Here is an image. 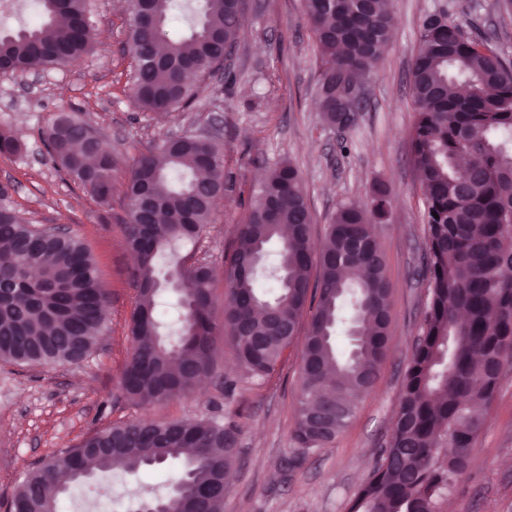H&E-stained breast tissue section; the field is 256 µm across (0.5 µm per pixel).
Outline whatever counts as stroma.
Segmentation results:
<instances>
[{
	"label": "stroma",
	"mask_w": 512,
	"mask_h": 512,
	"mask_svg": "<svg viewBox=\"0 0 512 512\" xmlns=\"http://www.w3.org/2000/svg\"><path fill=\"white\" fill-rule=\"evenodd\" d=\"M88 6L98 38L93 54L74 67L42 72L30 88L23 76L0 75V130L12 131L22 144L18 154L0 155V182L11 187L7 204L34 226L63 225L84 242L109 293L108 330L78 365L0 363V503L27 471L94 432L139 418L167 422L219 413L239 429L223 512H347L390 438L426 310L427 284L417 274L426 226L409 151L416 115L411 63L422 22L447 10L449 19L477 25L512 66V0H393L391 37L368 79L365 109L343 130L329 127L317 106L321 59L305 0H249L228 72L206 79L192 108L174 109L164 119L139 109L130 96L134 61L123 0H88ZM72 108L120 159L109 205L65 181L46 157L42 131L57 112ZM183 133L212 135L224 153V200L200 239L178 248L218 271L240 244L238 228L247 221L255 184L275 164L296 166L316 243L340 203L365 199L379 184L392 191L389 214L374 225L390 283L389 352L374 389L326 447L305 452L292 441L301 370L296 344L269 377L257 381L242 376L219 332L214 355L220 375L207 379L203 390L142 407L119 387L136 299L123 233L124 184L142 153ZM226 379L232 390L224 389ZM173 477L166 465L118 471L103 490L89 482L71 485L60 510L124 512L129 503L164 495ZM448 501L452 512H512V372L501 377L470 466Z\"/></svg>",
	"instance_id": "35a3bbf8"
}]
</instances>
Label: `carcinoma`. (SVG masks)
Returning a JSON list of instances; mask_svg holds the SVG:
<instances>
[{"instance_id": "obj_1", "label": "carcinoma", "mask_w": 512, "mask_h": 512, "mask_svg": "<svg viewBox=\"0 0 512 512\" xmlns=\"http://www.w3.org/2000/svg\"><path fill=\"white\" fill-rule=\"evenodd\" d=\"M187 30L168 22L182 0H152L144 23L139 0L128 3V45L137 75L131 95L139 108L160 112L171 101L197 96L187 75H209L237 46L248 0H194ZM40 21L0 36V67L12 74L73 66L96 48L87 0H39ZM322 69L316 95L326 123L376 67L389 40L390 0H307ZM417 105L410 160L423 195L426 245L422 273L428 304L409 361L388 447L360 485L348 512H427L454 488L469 465L485 424L503 355L512 357V69L480 34L445 13L428 15L411 68ZM47 154L71 182L103 205L112 199L116 158L79 113L58 114L42 132ZM165 163L141 155L125 183L128 213L142 195L153 208L141 223L124 225L138 257L131 352L120 389L144 406L179 398L215 373L212 344L213 269L185 267L174 246L198 239L210 223L212 199L224 186L218 143L165 139ZM388 187L363 202L339 204L324 240L311 241L312 215L297 170L272 167L254 187L241 236L245 253L265 255L277 245L279 286L268 299L259 287L262 262L233 256L224 266V339L247 376L262 380L288 346H301V386L293 439L309 451L331 443L352 420L358 399L375 385L389 342V282L373 220L387 214ZM289 232L283 233L282 226ZM178 295L180 327L162 332L160 293ZM107 291L96 263L77 236L41 235L19 212L0 204V361L17 366L78 365L96 348L105 327ZM310 320L300 329L305 313ZM354 337L348 352L338 333ZM335 376L327 377L328 372ZM238 457V426L226 417L115 424L30 471L12 496L14 512L59 509L63 491L47 488L66 473L87 477L86 460L108 474L165 463L176 469L170 491L152 504L162 512H222L224 486Z\"/></svg>"}]
</instances>
